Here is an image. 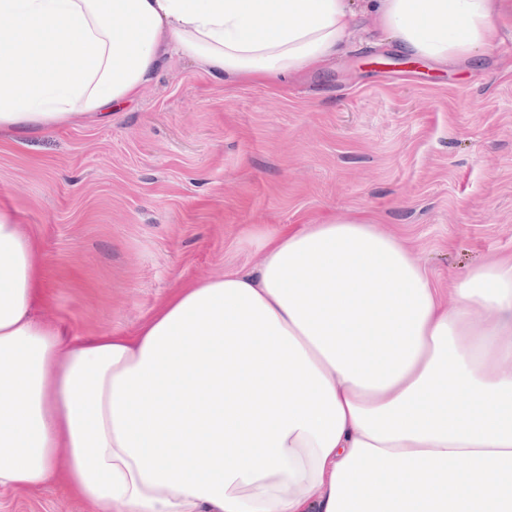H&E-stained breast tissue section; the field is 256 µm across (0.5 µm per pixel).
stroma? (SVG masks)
I'll use <instances>...</instances> for the list:
<instances>
[{"mask_svg": "<svg viewBox=\"0 0 512 512\" xmlns=\"http://www.w3.org/2000/svg\"><path fill=\"white\" fill-rule=\"evenodd\" d=\"M366 28L323 71L237 86L168 57L111 116L0 133V211L38 237V312L130 333L174 288L254 270L266 230L360 214L436 287L512 255V52L465 67ZM0 512H99L53 485Z\"/></svg>", "mask_w": 512, "mask_h": 512, "instance_id": "35a3bbf8", "label": "stroma"}]
</instances>
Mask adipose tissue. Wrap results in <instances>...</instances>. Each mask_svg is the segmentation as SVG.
Instances as JSON below:
<instances>
[{
    "instance_id": "1",
    "label": "adipose tissue",
    "mask_w": 512,
    "mask_h": 512,
    "mask_svg": "<svg viewBox=\"0 0 512 512\" xmlns=\"http://www.w3.org/2000/svg\"><path fill=\"white\" fill-rule=\"evenodd\" d=\"M500 0H0V130L137 99L167 55L229 83L325 68L360 15L411 56L495 48ZM133 333L36 317L38 241L0 214V489L101 512H512V257L443 297L358 216L266 236Z\"/></svg>"
}]
</instances>
